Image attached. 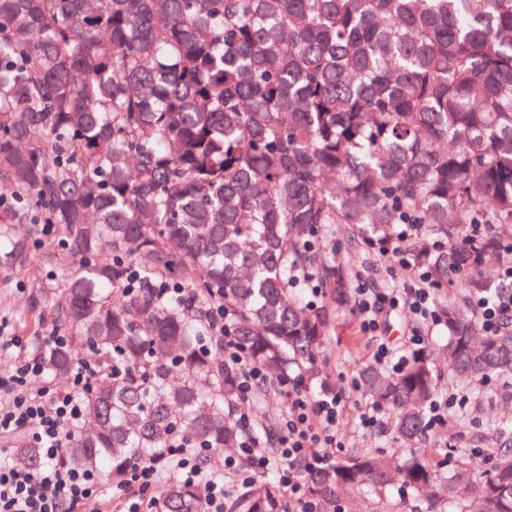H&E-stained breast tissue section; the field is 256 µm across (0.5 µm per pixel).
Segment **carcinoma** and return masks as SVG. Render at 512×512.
<instances>
[{"label":"carcinoma","instance_id":"1","mask_svg":"<svg viewBox=\"0 0 512 512\" xmlns=\"http://www.w3.org/2000/svg\"><path fill=\"white\" fill-rule=\"evenodd\" d=\"M27 206L35 226L3 259L24 263L49 224L77 263L47 299L68 344L45 366L70 372L73 341L102 364L62 463L118 486L179 441L206 470L244 437L209 305L253 364L318 378L331 312L353 302L333 226L392 241L414 224L411 266L512 297L480 272L512 253V0H0V224ZM472 224L485 229L469 242ZM297 268L321 307L288 299ZM168 284L196 302L162 296ZM441 313L448 379L512 380V329L479 348L472 316ZM359 377L402 448L292 463L315 512L396 487L431 492L424 512H512L511 435L484 470L450 449L444 474L426 447L429 350ZM160 497L163 512H203L199 483L164 479ZM228 512H283L282 491L239 492Z\"/></svg>","mask_w":512,"mask_h":512}]
</instances>
